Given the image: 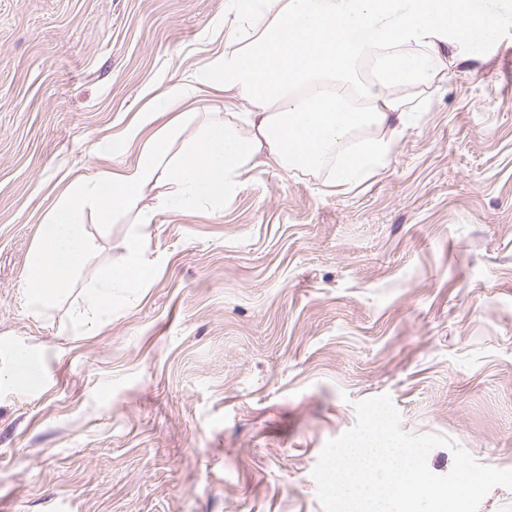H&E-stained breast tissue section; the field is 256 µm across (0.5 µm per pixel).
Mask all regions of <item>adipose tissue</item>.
Returning a JSON list of instances; mask_svg holds the SVG:
<instances>
[{
    "instance_id": "ef3b65f1",
    "label": "adipose tissue",
    "mask_w": 512,
    "mask_h": 512,
    "mask_svg": "<svg viewBox=\"0 0 512 512\" xmlns=\"http://www.w3.org/2000/svg\"><path fill=\"white\" fill-rule=\"evenodd\" d=\"M247 23L246 49H228L207 66L159 94L173 120L150 136L136 164L98 175L73 189L39 226V245L26 278L29 301L44 306L55 300L91 249L83 214L101 218L125 210L145 189L167 179L170 189L159 207L222 203L257 162L283 168L316 169L335 160L333 181L351 185L383 164L393 140L403 131L413 107L401 96L362 83L358 62L381 57L392 85H427L436 75L434 52L446 41L449 19L458 28L495 36L494 21L466 0H232ZM205 86H219L245 100L234 119L213 120L178 157L169 147L177 128L192 124L189 100ZM376 126L385 136L353 144L357 130ZM143 231L127 245L128 259L99 270L90 295L94 309H112V291L134 288L146 276L139 255Z\"/></svg>"
}]
</instances>
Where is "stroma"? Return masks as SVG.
I'll return each mask as SVG.
<instances>
[{"instance_id":"1","label":"stroma","mask_w":512,"mask_h":512,"mask_svg":"<svg viewBox=\"0 0 512 512\" xmlns=\"http://www.w3.org/2000/svg\"><path fill=\"white\" fill-rule=\"evenodd\" d=\"M477 3L496 37L403 87L384 167L342 189L261 163L219 205L86 210L92 250L35 307L51 207L136 163L172 118L140 126L151 92L247 39L231 0H0V512H322L321 450L385 393L405 432L512 469V0ZM138 229L147 279L88 313Z\"/></svg>"}]
</instances>
